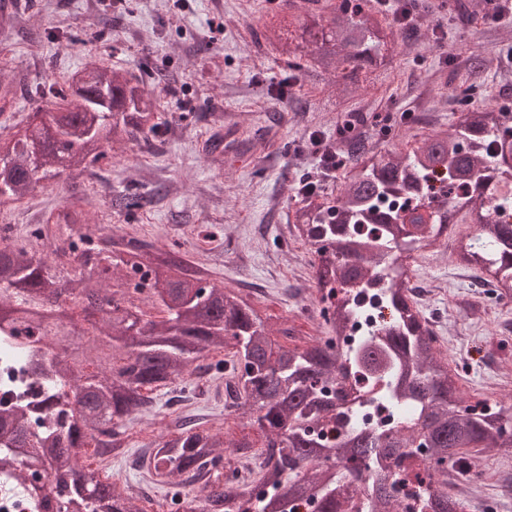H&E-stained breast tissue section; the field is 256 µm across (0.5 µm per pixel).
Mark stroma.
I'll return each instance as SVG.
<instances>
[{"mask_svg": "<svg viewBox=\"0 0 512 512\" xmlns=\"http://www.w3.org/2000/svg\"><path fill=\"white\" fill-rule=\"evenodd\" d=\"M24 27L50 32L54 42L16 38L0 44V71L17 77L39 70L60 80L86 61L68 39L106 32L105 62L126 71H166L174 94L161 99L160 120L171 132L159 150L115 146L111 162L79 176L45 181L20 203L0 209V227L16 243L66 199L81 198L90 223L109 226L113 237L131 234L156 248H178L211 283L247 296L273 327L290 329L293 343L317 337L311 255L293 234V189L319 174L321 151L311 137L339 141L348 115L368 117L369 131L403 144L450 128L459 112L490 101L512 108V21L488 24L483 11L471 19L447 9L414 14L413 35L387 68L359 72L357 90L343 97L334 75L299 71L287 102L275 87L290 74L284 56L260 39L265 23L289 15L303 0H17ZM485 56L489 65L472 88L448 85L456 62L449 46ZM237 145L213 163L209 144L223 127ZM162 187L151 206L127 216L111 207L112 195L130 182ZM452 237L424 251L411 283L426 316L463 376L460 390L476 398L507 396L504 376L512 354L498 352L512 340V300L477 286L478 265H465ZM223 374L188 376L160 393L153 412L125 422V457L89 455L87 462L110 482L128 489L143 512L170 506L174 481L160 483L131 458L151 446L177 414L206 417L225 440L248 436L258 456L263 437L241 412L228 408ZM483 466L495 476L468 497L483 512H512V454L490 451Z\"/></svg>", "mask_w": 512, "mask_h": 512, "instance_id": "obj_1", "label": "stroma"}]
</instances>
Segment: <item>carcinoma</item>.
<instances>
[{"label": "carcinoma", "mask_w": 512, "mask_h": 512, "mask_svg": "<svg viewBox=\"0 0 512 512\" xmlns=\"http://www.w3.org/2000/svg\"><path fill=\"white\" fill-rule=\"evenodd\" d=\"M292 21L266 28V40L287 57V66L312 68L338 78L345 96L353 93L352 74L383 69L389 54L405 44V28L389 14L364 9V0H307ZM16 16L0 7V42L16 33ZM59 89L40 92L36 77L0 79V112L13 106L17 88L32 100L43 99L34 115L0 152V199L19 202L43 180L62 172H83L106 158L122 142L151 144L160 123L155 89L173 93L167 75H135L105 66L97 52ZM486 58L466 56L464 72L476 76ZM507 109L488 103L459 113L454 129H432L406 149H379L366 135L343 142L348 165L337 196L324 194L318 181L306 178L308 192L294 212V228L313 255L314 303L322 336L300 348L282 345L250 302L223 287H207L199 271L176 254L155 255L152 244L136 237L110 235L93 244L87 218L76 202L43 219L37 239L52 237V253L75 263L66 273L25 245L0 247V337L20 335L15 324L39 329L22 362L32 379L47 387L66 380L84 394L82 407L61 412L56 425L42 428V416L27 407H0V469L13 466L3 449L23 448L27 459L45 467L41 512H135L136 506L99 469L83 459L93 448L100 456L125 452L122 423L135 412L155 407L154 391L194 371L230 369L234 408L258 426L265 440L256 476L246 484L236 476L220 478L224 438L195 416H179L173 429L159 436L139 461L156 478L182 476L200 484L202 512H292L290 504L317 501L318 512H350L364 499L370 512H401L394 495L395 476L408 461L423 467L430 512H469L460 482L472 478L480 455L491 450L512 453V404L484 398L473 403L459 395L461 381L450 366L415 289L413 270L405 265L385 285L397 317L382 336L368 337L357 349L341 347V336L359 312L347 294L370 285L393 263L400 245L419 251L432 245L436 215L392 213L378 206L385 190L408 179L421 180L437 169L450 171L442 189L447 200L473 188V177L487 156L471 144L497 140ZM155 196L128 186L112 195V208L130 214ZM473 233L455 239L457 257L482 265L496 280V294L512 297V224L496 219V208L479 206L471 215ZM73 299L83 309L102 313L104 325L81 361L48 348L62 340L54 326L67 310L51 309ZM227 359L202 364L212 351ZM341 370L361 378L383 379L394 401L415 404L418 414L387 434L371 429L348 432L330 447L318 428L336 419V390L328 385ZM273 493L263 497V488ZM94 502L83 497L84 487Z\"/></svg>", "instance_id": "carcinoma-1"}]
</instances>
